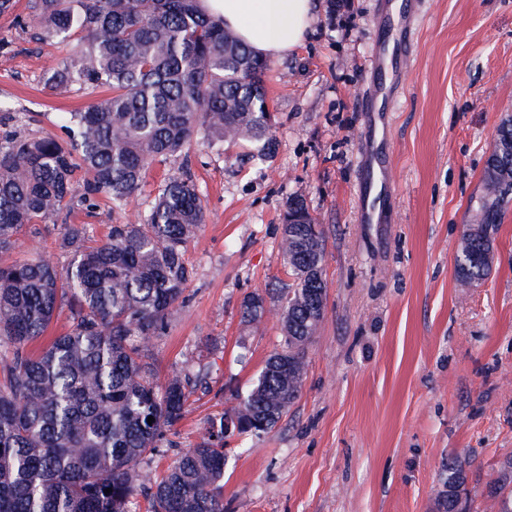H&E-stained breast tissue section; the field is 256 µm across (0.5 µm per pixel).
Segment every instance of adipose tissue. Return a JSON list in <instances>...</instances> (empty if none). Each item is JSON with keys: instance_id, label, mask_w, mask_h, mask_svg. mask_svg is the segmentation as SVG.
I'll return each instance as SVG.
<instances>
[{"instance_id": "obj_1", "label": "adipose tissue", "mask_w": 512, "mask_h": 512, "mask_svg": "<svg viewBox=\"0 0 512 512\" xmlns=\"http://www.w3.org/2000/svg\"><path fill=\"white\" fill-rule=\"evenodd\" d=\"M223 16L243 43L264 56H278L301 44L313 22L311 0H203Z\"/></svg>"}]
</instances>
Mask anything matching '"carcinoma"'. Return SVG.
<instances>
[{
    "mask_svg": "<svg viewBox=\"0 0 512 512\" xmlns=\"http://www.w3.org/2000/svg\"><path fill=\"white\" fill-rule=\"evenodd\" d=\"M202 0H28L39 39L63 45L44 87L89 97L59 115L66 139L17 124L0 137V254L19 236L106 196L123 222L92 241L83 224L64 228L68 256L0 263V512H224L227 438L259 436L287 414L302 389L306 349L326 314L325 240L305 199L288 198L281 252L286 279L254 292L242 321L278 315L284 336L249 391L208 418L193 448L159 474L153 456L189 411L190 384L208 367L159 380L144 361L186 301L188 245L204 222L192 176L166 173L147 207L128 216L146 176L193 144L226 142L271 150L274 116L262 73L267 61ZM473 222L457 251L462 286L491 269L482 254L512 195V118L499 125ZM68 328L41 350L59 310ZM154 422H147L148 417ZM466 462L448 461L439 512H471ZM112 492H106V489ZM492 512H512V459L485 485Z\"/></svg>",
    "mask_w": 512,
    "mask_h": 512,
    "instance_id": "cac0c4a2",
    "label": "carcinoma"
}]
</instances>
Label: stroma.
Returning <instances> with one entry per match:
<instances>
[{
	"label": "stroma",
	"instance_id": "1",
	"mask_svg": "<svg viewBox=\"0 0 512 512\" xmlns=\"http://www.w3.org/2000/svg\"><path fill=\"white\" fill-rule=\"evenodd\" d=\"M377 10L378 0H314L311 35L268 58L272 158L236 143L176 159L206 217L186 253L187 301L148 361L162 377L201 352L212 367L157 469L191 448L283 343L276 315L245 327L241 303L284 276L288 197L303 196L325 232L327 311L300 396L267 433L230 439L224 512H438L452 458L469 462L467 495L479 507L486 478L512 457V203L487 277L468 288L455 277L497 127L512 116V0H420L387 134L391 196L383 223L365 224L361 93ZM37 33L0 17V101L37 113L49 132L56 113L86 100L45 91L50 49ZM119 221L102 198L22 235L12 256L49 251L63 266L64 225L100 238Z\"/></svg>",
	"mask_w": 512,
	"mask_h": 512
}]
</instances>
